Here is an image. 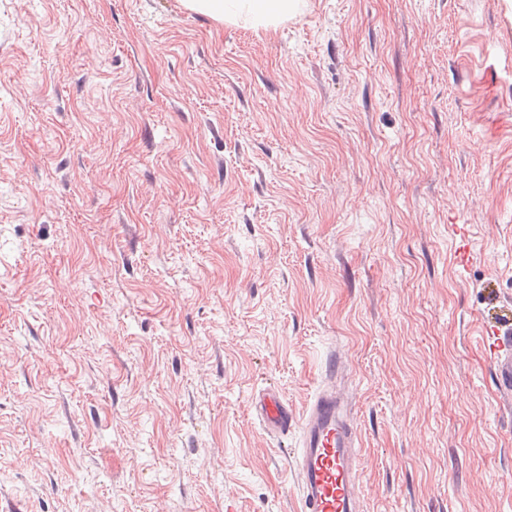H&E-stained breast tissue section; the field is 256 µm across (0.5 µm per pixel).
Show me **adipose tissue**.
<instances>
[{
	"instance_id": "obj_1",
	"label": "adipose tissue",
	"mask_w": 512,
	"mask_h": 512,
	"mask_svg": "<svg viewBox=\"0 0 512 512\" xmlns=\"http://www.w3.org/2000/svg\"><path fill=\"white\" fill-rule=\"evenodd\" d=\"M189 11L210 15L217 22H243L275 27L300 13L307 0H181Z\"/></svg>"
}]
</instances>
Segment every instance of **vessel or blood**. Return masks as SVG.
Instances as JSON below:
<instances>
[{
	"label": "vessel or blood",
	"mask_w": 512,
	"mask_h": 512,
	"mask_svg": "<svg viewBox=\"0 0 512 512\" xmlns=\"http://www.w3.org/2000/svg\"><path fill=\"white\" fill-rule=\"evenodd\" d=\"M496 386L504 409L512 411V326L492 328ZM338 363L309 400L302 417H294L276 387L261 389L251 403L260 427L268 436L300 431L295 469L301 484L302 512H361L358 461L360 435L347 409L348 397L336 386Z\"/></svg>",
	"instance_id": "1"
}]
</instances>
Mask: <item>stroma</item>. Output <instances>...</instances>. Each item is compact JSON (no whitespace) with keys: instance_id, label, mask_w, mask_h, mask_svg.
I'll list each match as a JSON object with an SVG mask.
<instances>
[{"instance_id":"stroma-1","label":"stroma","mask_w":512,"mask_h":512,"mask_svg":"<svg viewBox=\"0 0 512 512\" xmlns=\"http://www.w3.org/2000/svg\"><path fill=\"white\" fill-rule=\"evenodd\" d=\"M512 0H0V512H299L327 360L363 512H512ZM188 11L210 15L215 21L243 22L264 28H276L282 22L300 13L306 0H182ZM488 336L493 347L497 390L503 408L510 412L512 411V325L504 330L493 327L488 331ZM251 403L260 427L268 436L287 434L289 428L296 424L295 416L288 409V403L276 387L267 386L261 389Z\"/></svg>"}]
</instances>
